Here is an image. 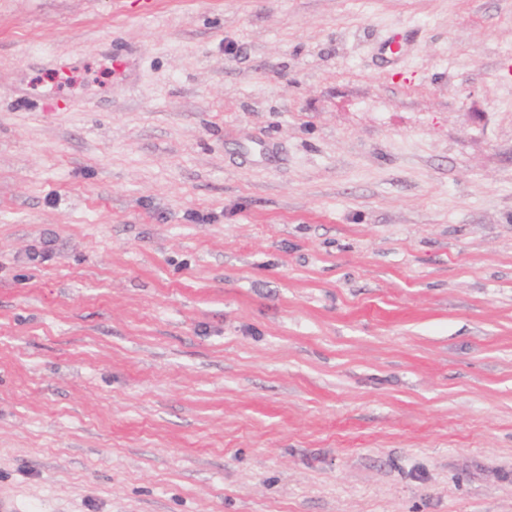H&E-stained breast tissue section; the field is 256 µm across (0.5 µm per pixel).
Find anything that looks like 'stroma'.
Here are the masks:
<instances>
[{
	"label": "stroma",
	"mask_w": 512,
	"mask_h": 512,
	"mask_svg": "<svg viewBox=\"0 0 512 512\" xmlns=\"http://www.w3.org/2000/svg\"><path fill=\"white\" fill-rule=\"evenodd\" d=\"M0 498L512 512V0H0Z\"/></svg>",
	"instance_id": "35a3bbf8"
}]
</instances>
